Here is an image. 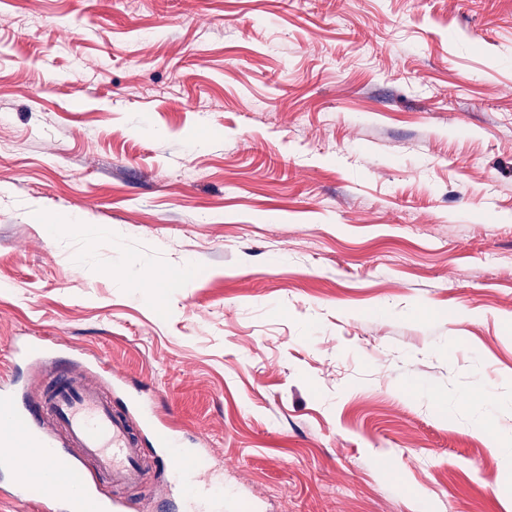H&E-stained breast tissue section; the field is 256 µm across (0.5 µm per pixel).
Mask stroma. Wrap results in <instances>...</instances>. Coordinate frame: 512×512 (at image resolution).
I'll return each mask as SVG.
<instances>
[{
  "instance_id": "1",
  "label": "stroma",
  "mask_w": 512,
  "mask_h": 512,
  "mask_svg": "<svg viewBox=\"0 0 512 512\" xmlns=\"http://www.w3.org/2000/svg\"><path fill=\"white\" fill-rule=\"evenodd\" d=\"M0 140L19 397L43 339L255 512L512 506V0H0ZM482 435L489 448L498 453L503 459V470L496 478V482L511 479L512 482V434L500 429L490 428L488 425L482 428Z\"/></svg>"
}]
</instances>
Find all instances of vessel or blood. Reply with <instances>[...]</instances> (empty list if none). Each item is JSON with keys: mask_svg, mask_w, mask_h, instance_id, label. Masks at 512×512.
Masks as SVG:
<instances>
[{"mask_svg": "<svg viewBox=\"0 0 512 512\" xmlns=\"http://www.w3.org/2000/svg\"><path fill=\"white\" fill-rule=\"evenodd\" d=\"M148 453L189 512H224L213 471L174 427L134 404L114 411L76 365L50 371L42 399L26 408L0 391V469L14 473L10 495L18 502L41 496L63 503L66 512H126L111 491L140 484Z\"/></svg>", "mask_w": 512, "mask_h": 512, "instance_id": "obj_1", "label": "vessel or blood"}]
</instances>
